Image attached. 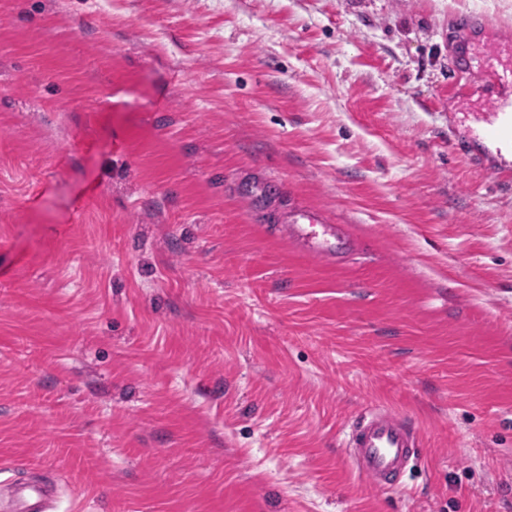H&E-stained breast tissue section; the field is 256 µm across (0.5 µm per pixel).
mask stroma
<instances>
[{
    "label": "stroma",
    "mask_w": 512,
    "mask_h": 512,
    "mask_svg": "<svg viewBox=\"0 0 512 512\" xmlns=\"http://www.w3.org/2000/svg\"><path fill=\"white\" fill-rule=\"evenodd\" d=\"M508 41L512 0H0V499L512 512V177L448 95ZM374 405L395 490L343 447ZM288 233L310 255L338 259L351 245L343 225L323 224L314 212L288 217ZM345 453L356 470L381 489H396L420 456L417 432L398 413L371 407L346 435ZM46 495L39 487L19 485L16 488L13 509L8 512H48Z\"/></svg>",
    "instance_id": "obj_1"
}]
</instances>
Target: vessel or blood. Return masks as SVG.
<instances>
[{
    "label": "vessel or blood",
    "instance_id": "vessel-or-blood-1",
    "mask_svg": "<svg viewBox=\"0 0 512 512\" xmlns=\"http://www.w3.org/2000/svg\"><path fill=\"white\" fill-rule=\"evenodd\" d=\"M482 66L496 82L512 85V47L486 56ZM485 138L512 146V95L491 96L484 112L475 114ZM288 232L310 255L340 257L351 239L343 225L325 224L316 213L289 218ZM345 453L356 470L382 489H395L421 452L414 428L398 413L374 406L356 422L344 441ZM41 488H16L12 512H47Z\"/></svg>",
    "mask_w": 512,
    "mask_h": 512
}]
</instances>
